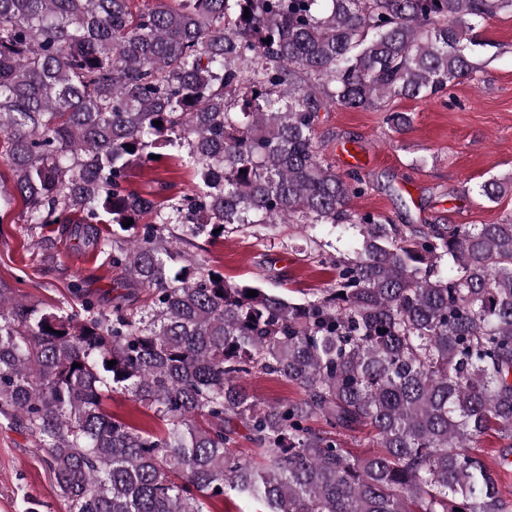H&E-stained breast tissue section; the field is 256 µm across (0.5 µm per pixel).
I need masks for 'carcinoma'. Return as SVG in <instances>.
<instances>
[{
	"label": "carcinoma",
	"mask_w": 512,
	"mask_h": 512,
	"mask_svg": "<svg viewBox=\"0 0 512 512\" xmlns=\"http://www.w3.org/2000/svg\"><path fill=\"white\" fill-rule=\"evenodd\" d=\"M501 14L512 0H0V164L24 223L58 225L126 290L32 302L0 280V424L35 438L69 512H208L229 492L267 512H512L481 448L497 435L512 470V215L356 212L362 177L315 141L321 111L473 78V31ZM181 148L202 188L129 187ZM293 220L357 230L300 300L190 252ZM257 374L300 398L259 401L241 384ZM110 393L162 429L107 414ZM363 429L377 450L359 456L345 437Z\"/></svg>",
	"instance_id": "cac0c4a2"
}]
</instances>
